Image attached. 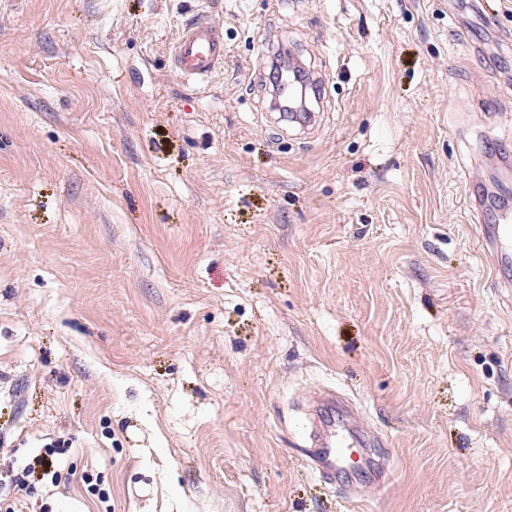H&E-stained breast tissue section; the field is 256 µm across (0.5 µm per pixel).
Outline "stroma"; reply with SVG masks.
<instances>
[{
	"label": "stroma",
	"instance_id": "35a3bbf8",
	"mask_svg": "<svg viewBox=\"0 0 512 512\" xmlns=\"http://www.w3.org/2000/svg\"><path fill=\"white\" fill-rule=\"evenodd\" d=\"M509 173L512 0H0V465L63 447L53 512H512V295L473 231ZM316 389L383 481L312 470ZM224 29L204 11L181 29L172 52L174 69L203 83L224 68Z\"/></svg>",
	"mask_w": 512,
	"mask_h": 512
}]
</instances>
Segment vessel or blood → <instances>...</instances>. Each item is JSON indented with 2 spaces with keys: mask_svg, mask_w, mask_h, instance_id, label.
<instances>
[{
  "mask_svg": "<svg viewBox=\"0 0 512 512\" xmlns=\"http://www.w3.org/2000/svg\"><path fill=\"white\" fill-rule=\"evenodd\" d=\"M224 49L222 25L201 13L181 29L173 48L172 64L182 76L202 83L223 70ZM504 240H512L511 225H477L476 241L492 271H499L508 259L500 248ZM353 444L360 447L369 444L357 413L335 394L320 395L316 401L313 449L309 456L313 469L321 474L335 473Z\"/></svg>",
  "mask_w": 512,
  "mask_h": 512,
  "instance_id": "obj_1",
  "label": "vessel or blood"
}]
</instances>
